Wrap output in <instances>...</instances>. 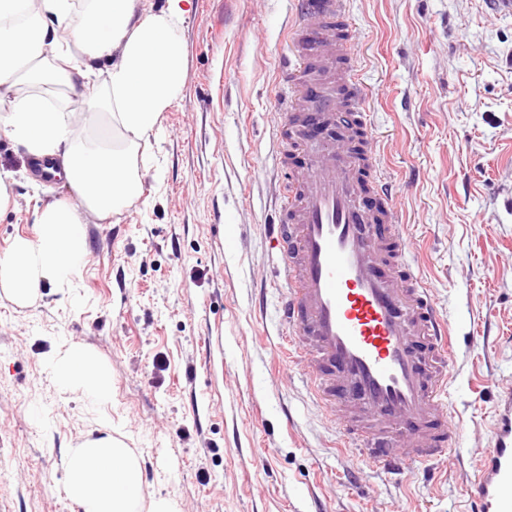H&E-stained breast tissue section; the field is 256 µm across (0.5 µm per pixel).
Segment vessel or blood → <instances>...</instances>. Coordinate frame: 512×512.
<instances>
[{
  "mask_svg": "<svg viewBox=\"0 0 512 512\" xmlns=\"http://www.w3.org/2000/svg\"><path fill=\"white\" fill-rule=\"evenodd\" d=\"M348 0H296L300 79L282 124L296 136L281 165L292 190L268 225L288 293L282 321L318 406L354 459L403 475L455 445L446 400L456 358L376 158L346 37ZM471 512H512V392L471 486Z\"/></svg>",
  "mask_w": 512,
  "mask_h": 512,
  "instance_id": "obj_1",
  "label": "vessel or blood"
}]
</instances>
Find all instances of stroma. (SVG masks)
Instances as JSON below:
<instances>
[{
  "label": "stroma",
  "instance_id": "1",
  "mask_svg": "<svg viewBox=\"0 0 512 512\" xmlns=\"http://www.w3.org/2000/svg\"><path fill=\"white\" fill-rule=\"evenodd\" d=\"M351 47L400 222L458 342L452 454L403 481L336 445L293 362L266 237L288 180L277 164L290 0H190L182 91L132 166L142 195L90 219L79 272L34 304L0 292V512H81L65 455L87 436L132 448L144 499L177 512H466L512 387V11L498 0H349ZM0 131L14 204L0 253L34 239L42 181ZM480 344H472L473 336ZM79 343L112 378L99 408L60 389L52 356Z\"/></svg>",
  "mask_w": 512,
  "mask_h": 512
}]
</instances>
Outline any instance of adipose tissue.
I'll list each match as a JSON object with an SVG mask.
<instances>
[{
  "instance_id": "ef3b65f1",
  "label": "adipose tissue",
  "mask_w": 512,
  "mask_h": 512,
  "mask_svg": "<svg viewBox=\"0 0 512 512\" xmlns=\"http://www.w3.org/2000/svg\"><path fill=\"white\" fill-rule=\"evenodd\" d=\"M183 0L140 12L136 0H0V130L34 158L52 160L76 195L38 213L35 240L0 258V290L34 302L43 282L74 276L85 254L87 216H110L140 197L130 153L149 139L180 93L185 49ZM109 61L98 95V61ZM114 137L85 144L79 126L100 118ZM57 384L92 403L109 402L108 369L82 345L50 363ZM65 492L81 512H139L144 480L132 449L114 437L80 440L65 463Z\"/></svg>"
}]
</instances>
